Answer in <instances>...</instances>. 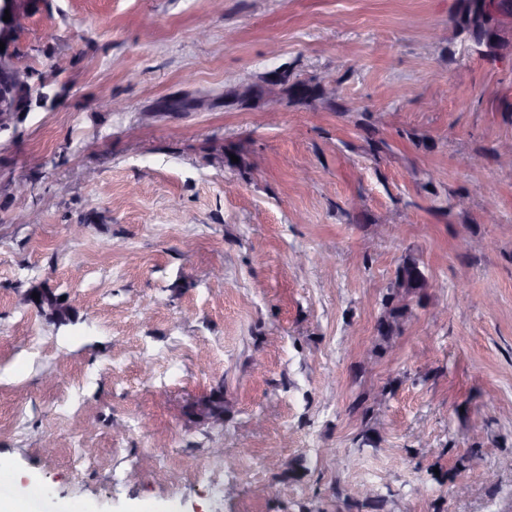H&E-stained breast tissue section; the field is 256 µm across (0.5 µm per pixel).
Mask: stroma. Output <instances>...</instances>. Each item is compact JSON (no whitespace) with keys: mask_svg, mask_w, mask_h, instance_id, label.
<instances>
[{"mask_svg":"<svg viewBox=\"0 0 512 512\" xmlns=\"http://www.w3.org/2000/svg\"><path fill=\"white\" fill-rule=\"evenodd\" d=\"M458 3L39 0L17 47L61 97L0 142L29 188L0 197V460L42 512H512V56L454 55ZM282 76L342 98L224 101ZM408 254L429 287L382 351ZM218 386L222 422L186 415Z\"/></svg>","mask_w":512,"mask_h":512,"instance_id":"35a3bbf8","label":"stroma"}]
</instances>
